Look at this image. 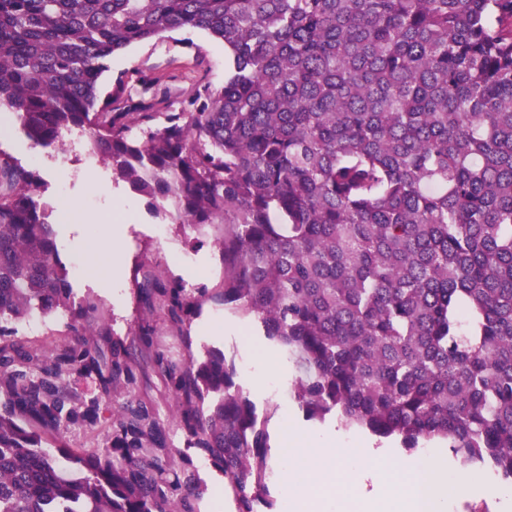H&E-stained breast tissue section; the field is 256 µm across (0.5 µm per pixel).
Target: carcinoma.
<instances>
[{"label": "carcinoma", "mask_w": 512, "mask_h": 512, "mask_svg": "<svg viewBox=\"0 0 512 512\" xmlns=\"http://www.w3.org/2000/svg\"><path fill=\"white\" fill-rule=\"evenodd\" d=\"M183 28L224 43L222 88L178 112L131 107L121 77L101 96L112 53ZM1 107L42 148L91 131L112 177L217 248L222 276L133 278L146 370L88 321L39 175L0 149V512H202L152 374L235 512H276L234 361L193 352L207 300L278 344L307 417L408 450L441 438L512 479V0H0ZM59 311L52 354L18 336ZM161 318L175 351L154 345ZM80 422L110 439L67 451L87 471L69 479L49 449Z\"/></svg>", "instance_id": "cac0c4a2"}]
</instances>
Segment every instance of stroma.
Masks as SVG:
<instances>
[{"label": "stroma", "instance_id": "obj_1", "mask_svg": "<svg viewBox=\"0 0 512 512\" xmlns=\"http://www.w3.org/2000/svg\"><path fill=\"white\" fill-rule=\"evenodd\" d=\"M107 65L99 78L101 93H108L114 77L123 73L129 78L126 93L133 100L158 97L176 104L189 99L198 82L206 81L217 88L223 86L229 58L221 41L200 30L182 29L117 51ZM0 148L11 153L24 167L39 173L43 198L51 204L72 195L81 199L84 211L89 213L130 210L132 217L128 222L107 224L103 230L116 239L131 262L139 264L141 273L161 281L176 277L190 287L211 286L219 281L221 263L217 250L207 245L190 248L176 226L149 211L145 197L113 179L110 165L102 163L92 169L84 168L62 149L34 146L16 124L12 125L8 138L0 141ZM54 229L60 257L76 296L98 302L114 329L126 332L135 316L132 272H125L124 283L119 288L110 285V257H102L89 273L79 272L80 245L75 233L61 223L55 224ZM214 319L224 322L223 330L207 329V322ZM190 332L196 356L215 348L234 359L238 371L236 381L240 384H244L243 372L256 352L274 358L279 355L277 344L267 339L251 319L214 301L203 304L190 325ZM287 385V380L281 379L265 393L251 386L246 389L258 412L268 414L267 430L274 442L284 434L283 419L288 413L309 430L322 427L321 421L307 419L298 404L286 395Z\"/></svg>", "mask_w": 512, "mask_h": 512}]
</instances>
